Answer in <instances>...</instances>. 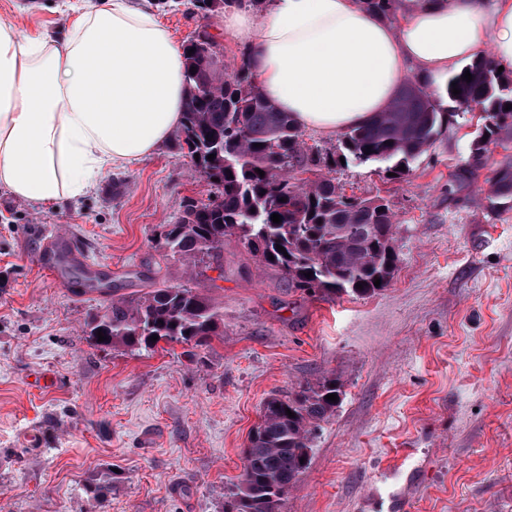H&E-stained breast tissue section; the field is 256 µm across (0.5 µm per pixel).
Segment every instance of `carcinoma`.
<instances>
[{
	"instance_id": "1",
	"label": "carcinoma",
	"mask_w": 512,
	"mask_h": 512,
	"mask_svg": "<svg viewBox=\"0 0 512 512\" xmlns=\"http://www.w3.org/2000/svg\"><path fill=\"white\" fill-rule=\"evenodd\" d=\"M398 2L367 0L388 21L395 18ZM202 36L203 41L192 38L183 48L188 89L175 140L217 195L208 203L187 201L177 222L162 228L159 240L166 255L196 269L236 238L259 264L278 268L288 287L303 294L331 300L385 288L398 262L394 214L379 196L346 195L329 173L336 170L339 155L347 163L379 164L393 180H405L447 131L448 113L437 108L423 82L410 79L394 100L398 111L340 133L338 152L322 153L306 147L301 129L266 95L247 57L224 73V86L210 85L201 44L211 38ZM467 71L469 82L463 80ZM449 82L461 90L455 96V87L448 86L451 112H480L468 159L455 175L462 188L486 166L491 148L512 140V109L505 110L512 104V78L481 56ZM210 154L214 159H208ZM324 168L325 175L320 173ZM310 172L315 179L295 177ZM487 183L488 207L512 208V158L491 169ZM274 213L281 216L278 224L271 220ZM309 271L312 275L305 276ZM222 321L221 307L207 294L161 281L108 303L90 336L101 349L117 343L146 351L161 342L199 346ZM99 331L106 340L98 341ZM332 393H341V385L336 377L324 376L266 400L245 448L242 479L224 512H280L288 490L308 468L316 430L336 411L337 403L326 399ZM288 409L295 417L286 415Z\"/></svg>"
}]
</instances>
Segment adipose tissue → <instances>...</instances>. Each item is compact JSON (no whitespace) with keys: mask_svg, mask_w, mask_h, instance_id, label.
<instances>
[{"mask_svg":"<svg viewBox=\"0 0 512 512\" xmlns=\"http://www.w3.org/2000/svg\"><path fill=\"white\" fill-rule=\"evenodd\" d=\"M64 40L0 19V185L34 205L90 192L137 163L183 121V51L155 13L129 0L83 7ZM393 28L365 0H265L232 8L224 30L248 48L258 83L305 129L367 123L415 73L448 107V79L489 55L512 67V0H403Z\"/></svg>","mask_w":512,"mask_h":512,"instance_id":"adipose-tissue-1","label":"adipose tissue"}]
</instances>
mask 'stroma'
Returning a JSON list of instances; mask_svg holds the SVG:
<instances>
[{
	"mask_svg": "<svg viewBox=\"0 0 512 512\" xmlns=\"http://www.w3.org/2000/svg\"><path fill=\"white\" fill-rule=\"evenodd\" d=\"M133 3L178 44L205 31L239 64L223 14ZM0 17L57 40L72 21L57 0H0ZM478 123L450 117L401 182L337 164L346 194L395 214L397 269L371 296L294 292L235 239L198 276L166 257L163 225L216 194L174 141L64 206L0 187V512H222L266 398L331 374L340 403L281 512H512V210H489L484 177L454 182ZM55 231L113 270L109 293L39 268ZM161 279L212 296L219 335L191 358L180 345L95 347L109 298ZM35 372L51 386L32 387Z\"/></svg>",
	"mask_w": 512,
	"mask_h": 512,
	"instance_id": "stroma-1",
	"label": "stroma"
}]
</instances>
